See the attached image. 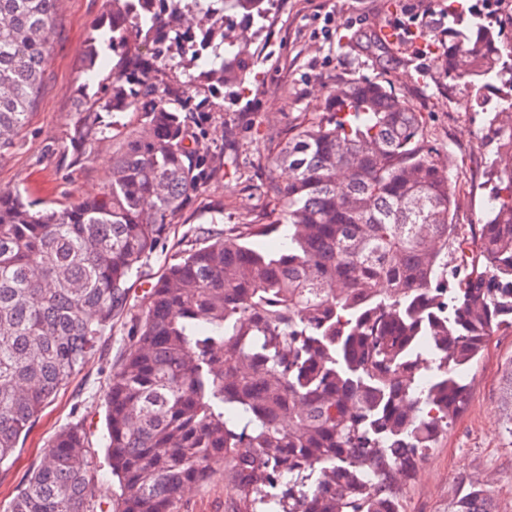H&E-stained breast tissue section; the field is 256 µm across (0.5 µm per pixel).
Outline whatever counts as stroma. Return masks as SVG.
Listing matches in <instances>:
<instances>
[{
    "mask_svg": "<svg viewBox=\"0 0 512 512\" xmlns=\"http://www.w3.org/2000/svg\"><path fill=\"white\" fill-rule=\"evenodd\" d=\"M106 0H57L51 51L38 101L18 144L0 158V188H19L32 197L61 200L98 192L108 175L112 152L96 149L91 159L71 164L64 155L74 121L78 89L96 93L88 81L84 49L91 26ZM427 17L415 38L401 37L386 52L370 47V33L415 14ZM478 15L512 39V0H275L270 19L253 40L257 86L232 89L223 111L210 125L214 149L224 147V123L239 121L238 145L229 152L220 176L213 178L184 207L166 240L143 266L142 279L159 275L167 262L196 243L203 231L269 222L262 194L264 157L269 141L286 138L306 114L321 111L328 92L340 79L365 77L391 86L425 117L435 160L446 165L455 197L454 222L470 236L487 209L488 150L482 144L484 114L463 87L449 88L439 74L434 39L458 15ZM132 321L119 319L110 335L72 383L42 413L13 464L0 467V506L39 462L50 437L72 422L84 421L91 432L92 461L100 480L96 496L116 498L102 451L105 433L102 393L120 365ZM512 333L493 336L468 368V403L437 448L431 449L405 480L406 512H448L460 489L476 474L490 476L499 512H512V442L504 434L512 419Z\"/></svg>",
    "mask_w": 512,
    "mask_h": 512,
    "instance_id": "stroma-1",
    "label": "stroma"
}]
</instances>
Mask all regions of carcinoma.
<instances>
[{"mask_svg":"<svg viewBox=\"0 0 512 512\" xmlns=\"http://www.w3.org/2000/svg\"><path fill=\"white\" fill-rule=\"evenodd\" d=\"M108 2L87 71L106 64L103 43L118 60L98 92L78 94L69 133L77 163L112 142L103 190L64 202L0 190V466L133 308V277L218 173L211 98L251 74L237 30L261 31L273 5ZM55 5L0 0V157L36 105ZM502 44L480 18L457 20L443 76L480 98L512 97ZM483 141L509 159L490 161L492 208L467 241L422 113L378 81L338 82L323 112L269 149L263 193L276 219L209 233L146 282L103 395L118 498H95L79 420L51 437L5 512H185L217 481L228 512H404L396 475L448 433L470 362L512 330V101L486 113ZM284 225L286 242L254 246ZM372 466V489L336 475ZM451 512L498 510L472 484Z\"/></svg>","mask_w":512,"mask_h":512,"instance_id":"cac0c4a2","label":"carcinoma"}]
</instances>
